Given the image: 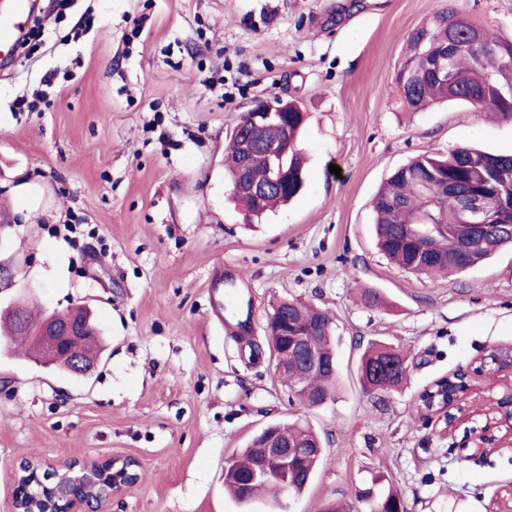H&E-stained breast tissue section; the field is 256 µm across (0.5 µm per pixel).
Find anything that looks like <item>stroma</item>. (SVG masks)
Here are the masks:
<instances>
[{
    "instance_id": "35a3bbf8",
    "label": "stroma",
    "mask_w": 512,
    "mask_h": 512,
    "mask_svg": "<svg viewBox=\"0 0 512 512\" xmlns=\"http://www.w3.org/2000/svg\"><path fill=\"white\" fill-rule=\"evenodd\" d=\"M512 37V0H457ZM448 0H41L37 24L0 68V309L90 307L105 343L76 377L0 353V512L13 468L129 455L141 478L107 512H370L381 478L407 512H507L512 440L468 458L465 429L428 424L418 396L468 374L472 401L501 381L473 370L512 349V247L446 278L395 266L377 247L371 201L426 152L470 144L512 153V120L465 106L402 110L394 77L409 33ZM50 104L15 99L42 76ZM225 79L223 92L204 82ZM298 101L305 188L259 224L230 197L227 134L258 98ZM338 173H331L330 165ZM82 225L79 234L66 232ZM232 272L248 331L214 323L209 286ZM384 304L365 307L360 294ZM302 301L334 322L339 387L303 407L267 339L272 304ZM408 356L404 386L364 392L369 343ZM309 423L324 460L307 491L243 508L224 468L271 422Z\"/></svg>"
}]
</instances>
